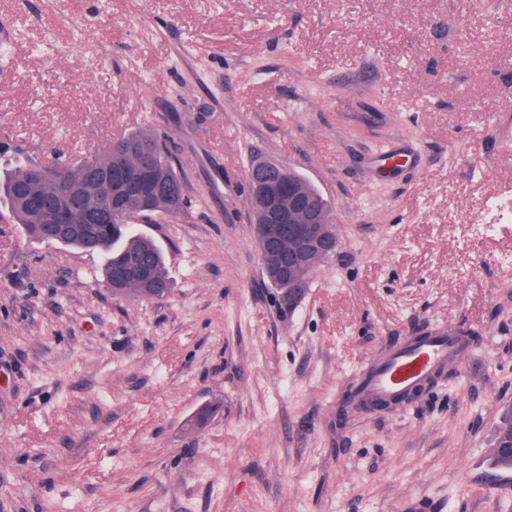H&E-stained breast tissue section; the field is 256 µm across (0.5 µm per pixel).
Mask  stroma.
<instances>
[{
	"label": "stroma",
	"instance_id": "stroma-1",
	"mask_svg": "<svg viewBox=\"0 0 512 512\" xmlns=\"http://www.w3.org/2000/svg\"><path fill=\"white\" fill-rule=\"evenodd\" d=\"M0 169L174 141L190 204L140 224L171 290L0 219V512H512V0H0ZM340 244L281 308L247 222L253 155ZM477 333L453 376L354 408L410 331ZM217 411L187 427L203 406Z\"/></svg>",
	"mask_w": 512,
	"mask_h": 512
}]
</instances>
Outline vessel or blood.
Segmentation results:
<instances>
[{
    "label": "vessel or blood",
    "mask_w": 512,
    "mask_h": 512,
    "mask_svg": "<svg viewBox=\"0 0 512 512\" xmlns=\"http://www.w3.org/2000/svg\"><path fill=\"white\" fill-rule=\"evenodd\" d=\"M467 351L465 331L455 328L400 337L371 362L368 380L354 404L380 407L402 401L417 389L431 388L449 365L462 362Z\"/></svg>",
    "instance_id": "1"
}]
</instances>
